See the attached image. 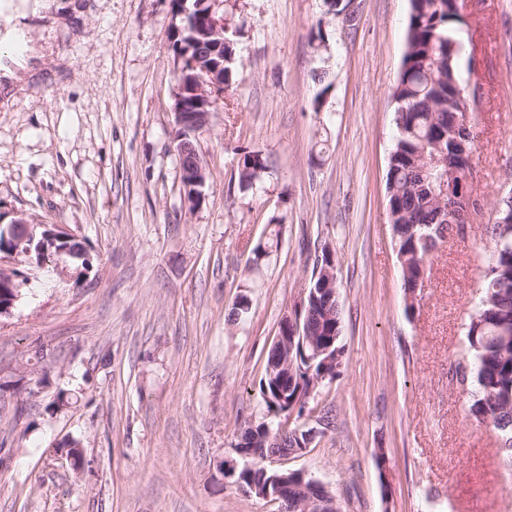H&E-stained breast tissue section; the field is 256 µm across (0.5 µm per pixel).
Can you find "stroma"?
I'll use <instances>...</instances> for the list:
<instances>
[{
    "mask_svg": "<svg viewBox=\"0 0 512 512\" xmlns=\"http://www.w3.org/2000/svg\"><path fill=\"white\" fill-rule=\"evenodd\" d=\"M59 3L62 23L29 35L44 71L0 105V222L57 225L90 265L58 256V273L0 317V512H278L223 463L264 414L266 353L326 245L344 354L317 401L334 425L287 468L329 486L344 512H512V467L467 417L454 376L485 227L512 191V0L461 2L482 207L431 258L411 312L385 191L409 0H353L350 26L325 0H224L239 60L224 110L196 136L209 178L192 211L170 0ZM245 147L269 165L249 192L234 177ZM274 216L279 247L254 265ZM243 293L251 308L232 319ZM62 391L72 400L60 412ZM70 437L81 465L61 448Z\"/></svg>",
    "mask_w": 512,
    "mask_h": 512,
    "instance_id": "35a3bbf8",
    "label": "stroma"
}]
</instances>
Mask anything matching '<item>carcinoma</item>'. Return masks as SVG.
<instances>
[{
  "label": "carcinoma",
  "mask_w": 512,
  "mask_h": 512,
  "mask_svg": "<svg viewBox=\"0 0 512 512\" xmlns=\"http://www.w3.org/2000/svg\"><path fill=\"white\" fill-rule=\"evenodd\" d=\"M406 49L393 87L396 100L395 123L398 130L389 155L385 190L391 204V224L397 258L401 266L403 288L412 295L421 264L453 236L461 225L448 220L435 199L439 189V170L427 166L432 153H456V135L448 130V87L460 81L458 57L451 55L449 43L455 39L458 14L453 0H409ZM237 47L233 33L224 36V49L212 59H224V82H230L236 63ZM268 168L259 151L242 153L237 167L238 187L248 191L262 182ZM282 219L273 217L276 226L269 235L254 244V261L278 247ZM491 253L480 283L481 297L465 324L466 354L455 367L461 384L469 388L468 413L489 427L500 439V451L512 466V224L487 227ZM334 262L328 247L313 263L308 288L317 289L325 266ZM342 321L339 297L316 294L304 312L300 332L288 348V369L280 368L282 354L269 348L264 374L259 380L258 396L265 411L283 408L296 397L305 401L296 419L318 411L330 419L332 409L324 411L310 405L308 395L313 378L332 371L313 358L307 342L312 337L319 347H331L344 353L341 344ZM267 475L254 464L239 467L236 480L245 488L262 482Z\"/></svg>",
  "instance_id": "cac0c4a2"
}]
</instances>
